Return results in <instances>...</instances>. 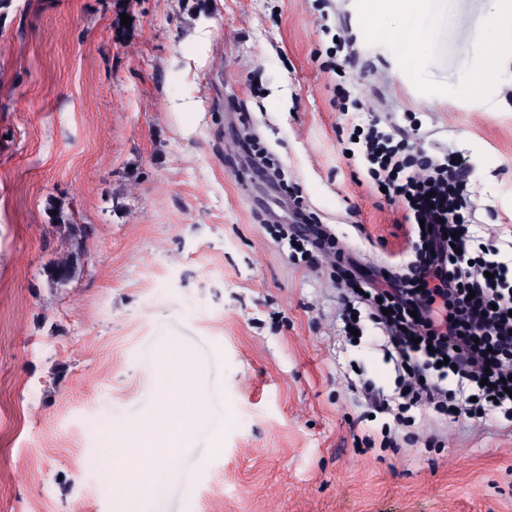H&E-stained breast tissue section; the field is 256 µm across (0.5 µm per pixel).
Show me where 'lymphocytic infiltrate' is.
Instances as JSON below:
<instances>
[{"instance_id":"f902f5d3","label":"lymphocytic infiltrate","mask_w":512,"mask_h":512,"mask_svg":"<svg viewBox=\"0 0 512 512\" xmlns=\"http://www.w3.org/2000/svg\"><path fill=\"white\" fill-rule=\"evenodd\" d=\"M362 150L374 188L403 206L415 236L413 260L387 277L352 274L357 298L371 303L387 355L401 371L400 403L367 389L380 410L417 406L471 418L512 411V258L471 230L470 167L451 154L417 153L370 123ZM438 380L426 381L430 369ZM456 374L458 401L443 380Z\"/></svg>"}]
</instances>
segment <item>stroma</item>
<instances>
[{
  "instance_id": "obj_1",
  "label": "stroma",
  "mask_w": 512,
  "mask_h": 512,
  "mask_svg": "<svg viewBox=\"0 0 512 512\" xmlns=\"http://www.w3.org/2000/svg\"><path fill=\"white\" fill-rule=\"evenodd\" d=\"M379 23L428 32L415 65L362 0H0V512H512V422L374 411L365 387L398 386L381 330L365 313L347 340L336 266L275 230L296 194L363 272L398 267L403 211L339 145L388 116L469 159L474 231L512 241V6ZM327 24L355 39L342 77L315 60ZM249 150L281 183L249 177ZM58 207L87 231L62 286ZM178 355L209 419L156 493L115 498L114 428L182 405L157 398Z\"/></svg>"
}]
</instances>
